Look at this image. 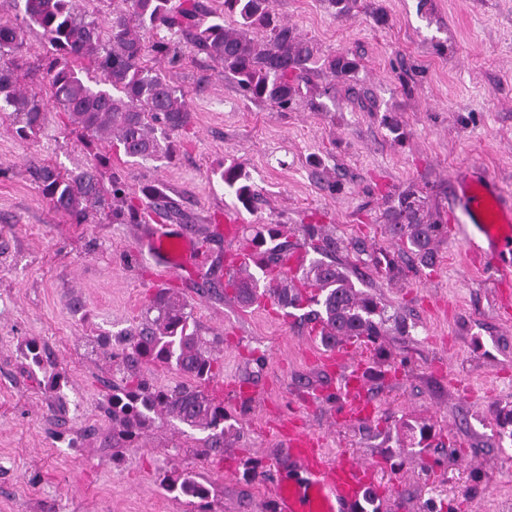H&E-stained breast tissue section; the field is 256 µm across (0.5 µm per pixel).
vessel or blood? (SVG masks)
Returning a JSON list of instances; mask_svg holds the SVG:
<instances>
[{"mask_svg": "<svg viewBox=\"0 0 512 512\" xmlns=\"http://www.w3.org/2000/svg\"><path fill=\"white\" fill-rule=\"evenodd\" d=\"M454 207L465 218L462 233L470 248L498 274L512 272V200L506 199L500 184L484 174L456 179L450 187ZM153 255L166 271L174 272L196 257L193 236L169 224L158 225L151 241ZM226 274L252 265L254 253L245 245L229 247ZM353 339H345L339 351L326 360L342 367L339 395L341 415L354 418L368 410L365 391V363L352 360ZM287 475L275 481V512H363L375 485L373 464L341 454L328 457L319 440L305 430L293 431L286 450Z\"/></svg>", "mask_w": 512, "mask_h": 512, "instance_id": "vessel-or-blood-1", "label": "vessel or blood"}]
</instances>
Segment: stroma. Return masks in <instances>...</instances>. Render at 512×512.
<instances>
[{
	"label": "stroma",
	"instance_id": "obj_1",
	"mask_svg": "<svg viewBox=\"0 0 512 512\" xmlns=\"http://www.w3.org/2000/svg\"><path fill=\"white\" fill-rule=\"evenodd\" d=\"M273 8L319 57L348 53L356 71L310 73L306 95L284 112L249 101L219 63L179 43L177 62L148 64L184 93L190 122L172 136L171 157L149 160L69 123L45 78L41 31H28L17 84L40 100L44 125L24 140L0 113V512H198L159 483V473L184 470L213 483L205 512H269L271 465L288 445L275 423L289 417L329 454L376 463L381 512H427L431 501L437 512H512V442L495 421L512 405V319L495 308L491 269L469 259L462 213L448 211L451 182L477 168L512 195V0H355L344 15L330 0ZM100 158L129 202L162 190L175 206L168 223L198 242L200 257L168 286L222 338L208 392L235 426L223 457L199 460L192 437L171 426L149 430L117 462L103 445V382L120 374L110 350L92 353L85 340H116L139 324L156 290L154 224L113 222L107 208L71 223L34 175ZM230 164L259 193L240 212V240L275 224L302 252L306 225H317L383 308L389 362L359 348L373 368L372 416L339 418L336 372L307 322L271 302L241 308L225 293L226 241L214 228L237 205L217 176ZM408 191L448 226L431 268L386 233L388 209ZM31 340L58 382L33 362ZM415 420L435 425L420 444L401 436Z\"/></svg>",
	"mask_w": 512,
	"mask_h": 512
}]
</instances>
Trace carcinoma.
Masks as SVG:
<instances>
[{
	"mask_svg": "<svg viewBox=\"0 0 512 512\" xmlns=\"http://www.w3.org/2000/svg\"><path fill=\"white\" fill-rule=\"evenodd\" d=\"M23 25L0 23V59L13 55L25 40L24 27L42 30L54 58L46 70L52 96L72 125L95 136L109 132L122 153L133 159L154 158L169 153L170 135L186 128L190 109L185 95L170 85L166 76L147 65L152 54L170 60L179 51L169 44L147 43L142 33L166 27L181 34L186 42L224 67L245 98L286 109L303 93V75L318 62L315 48L281 22L272 0H224V15L200 16L195 0H122L112 10L107 43L97 24L79 16L74 0H18ZM234 19V27L224 25V16ZM263 38H258V34ZM96 56L99 78L85 83L76 64L86 56ZM16 60L0 64V112L8 111L17 124V133L27 137L44 121L39 102L16 86ZM224 188L246 209L256 190L248 177L233 164L219 171ZM41 192L53 209L83 224L89 214L108 204L109 199L126 195V185L114 178L103 181L99 166L62 173L44 165L36 170ZM148 209L169 214L174 206L161 190L143 191ZM141 209H112V220L141 223ZM444 225L432 220L415 193L398 198L389 209L386 232L402 248L416 255L425 266L435 263L434 244ZM280 230L265 224L249 240L257 251L256 275L246 268L224 281L243 307L269 297L283 309L303 311L313 324L320 343L331 349L344 337L354 336L374 345L376 357L387 361L378 344L383 335L384 312L369 293L358 289L352 273L336 261V242L318 229H307L308 245L322 258L309 261L287 276L280 272L288 253L278 241ZM221 337L207 338L195 323L185 298L158 289L150 298L139 325L121 339L122 365L119 381L105 385L102 411L112 422L104 444L118 460V449L137 448L157 421L171 419L204 433L197 439L196 455L201 459L224 453L229 430L224 405L215 402L204 386L215 376L218 364L213 354ZM144 364L176 368L185 382L164 389L141 373ZM499 437L512 441V407L496 412ZM160 485L176 499L202 507L213 492L211 481L194 471L164 473Z\"/></svg>",
	"mask_w": 512,
	"mask_h": 512,
	"instance_id": "obj_1",
	"label": "carcinoma"
}]
</instances>
